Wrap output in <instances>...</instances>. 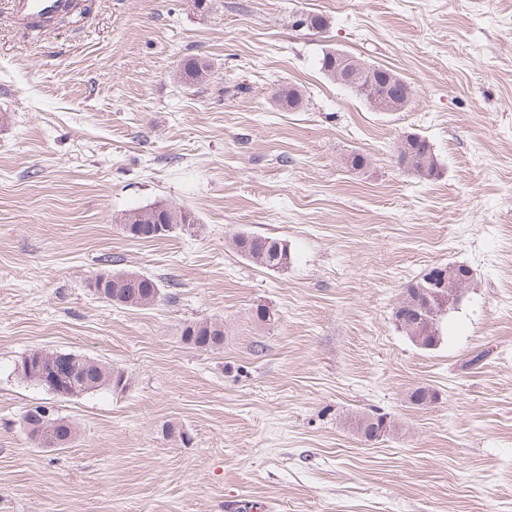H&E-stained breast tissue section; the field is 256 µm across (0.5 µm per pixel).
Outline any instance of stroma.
Here are the masks:
<instances>
[{"label": "stroma", "instance_id": "1", "mask_svg": "<svg viewBox=\"0 0 512 512\" xmlns=\"http://www.w3.org/2000/svg\"><path fill=\"white\" fill-rule=\"evenodd\" d=\"M87 3L37 36L0 6V512H512V0ZM325 48L393 69L410 101L371 110L321 73ZM190 58L206 84L178 80ZM411 133L438 176L399 168ZM156 202L194 229L139 241L112 221ZM242 230L284 241L288 268L241 258ZM447 263L472 281L422 349L393 312ZM113 268L162 300L99 299ZM201 319L220 350L182 342ZM36 349L129 386L56 399L14 372ZM45 403L74 443L27 439ZM370 412L393 425L372 443ZM441 265L430 268L418 280L407 285L406 290L403 294V298H401V300L398 302L399 305H397L398 307L395 308V312H394V318H395L397 328H399V329L401 328L403 330V327L400 325V322H401V317L399 315L400 313H402L403 311H406V313L403 315L404 317H406L411 310L409 307H411V305L413 303L420 301L419 304L420 305L422 304V300H423L422 288L427 287V282L429 279H431V278L437 279V277H438L437 275L440 272L439 266H441ZM107 273L112 275H99L92 280V290L98 293H103L105 283H112V294H108L112 300L103 298L107 302L139 309L149 308L161 299L160 285L150 275L123 270Z\"/></svg>", "mask_w": 512, "mask_h": 512}]
</instances>
